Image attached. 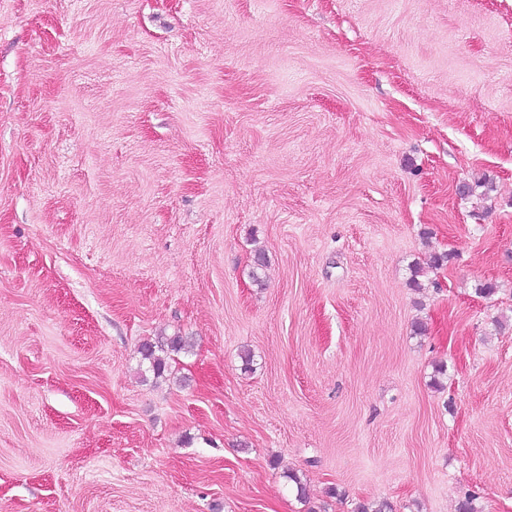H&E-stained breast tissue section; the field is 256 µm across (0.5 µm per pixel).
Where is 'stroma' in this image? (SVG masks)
<instances>
[{
    "label": "stroma",
    "mask_w": 512,
    "mask_h": 512,
    "mask_svg": "<svg viewBox=\"0 0 512 512\" xmlns=\"http://www.w3.org/2000/svg\"><path fill=\"white\" fill-rule=\"evenodd\" d=\"M468 493L512 512V0H0V512ZM188 341L184 336L174 335L166 337L165 340L157 343H145L141 346V354L145 360H148L153 372L157 376L162 375L167 368L166 358L159 353L179 352L188 346Z\"/></svg>",
    "instance_id": "obj_1"
}]
</instances>
